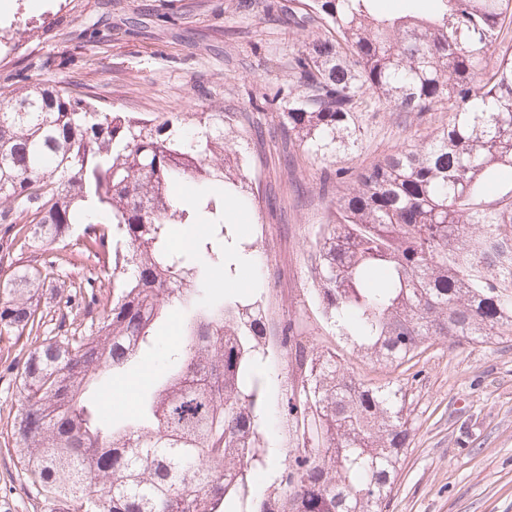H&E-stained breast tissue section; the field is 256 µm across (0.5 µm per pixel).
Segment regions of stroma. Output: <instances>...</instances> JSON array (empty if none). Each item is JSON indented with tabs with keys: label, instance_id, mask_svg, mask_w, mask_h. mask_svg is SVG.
Returning a JSON list of instances; mask_svg holds the SVG:
<instances>
[{
	"label": "stroma",
	"instance_id": "obj_1",
	"mask_svg": "<svg viewBox=\"0 0 512 512\" xmlns=\"http://www.w3.org/2000/svg\"><path fill=\"white\" fill-rule=\"evenodd\" d=\"M236 0H11L0 16V72L25 59L76 57L61 70L47 71L100 106L117 112L170 117L223 105L235 123L257 128L243 144L259 189V203L234 226L238 245L251 246L249 269L226 274L218 296L259 299L266 339L258 353L261 379L256 414L261 448L244 487L227 496L222 512H257L267 499L283 496L281 480L288 451L298 440L282 404L302 376L281 345V328L295 321L317 349L333 350L345 369L375 385L407 394L413 432L387 512H512V340L496 345H458L438 340L397 369L372 364L355 354L323 318L310 279V245L326 223L345 184L335 171H353L401 146L427 143L447 123V106L421 120L396 112H364L358 148L320 160L304 147L282 144L271 135L274 111L247 110L249 96H274L288 80L298 38L265 16L236 13ZM145 16L134 31L87 43L82 30L102 19L119 25ZM58 258L59 281L71 285L93 276L102 295L112 291V275L95 268L76 245L46 250ZM177 314L160 322L153 350L139 354L114 376L103 401L114 414L138 408V395L164 366V350L181 337ZM18 373L0 375V512H43L29 495L15 466L6 422L21 408Z\"/></svg>",
	"mask_w": 512,
	"mask_h": 512
}]
</instances>
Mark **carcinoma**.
Masks as SVG:
<instances>
[{
    "instance_id": "carcinoma-1",
    "label": "carcinoma",
    "mask_w": 512,
    "mask_h": 512,
    "mask_svg": "<svg viewBox=\"0 0 512 512\" xmlns=\"http://www.w3.org/2000/svg\"><path fill=\"white\" fill-rule=\"evenodd\" d=\"M238 0L279 12L301 40L279 113L280 138L328 157L361 137L358 112L417 119L443 102L451 117L424 146L404 147L357 173L320 225L310 276L323 316L353 352L401 366L446 338L496 344L512 336V55L482 64L512 0ZM27 61L0 80V336H33L9 426L16 460L44 512H218L245 484L260 447L258 379L248 372L266 333L259 301L203 294L227 264L224 196L248 203L252 179L224 107L148 118L114 112L64 81L40 79ZM199 187L193 201L176 188ZM112 270V300L96 280L79 286L87 332L68 335L72 311L46 328L39 290L55 261L20 264L25 252L67 246ZM199 225L184 251L170 226ZM178 308L187 335L169 349L175 373L152 384L139 414L105 419L87 396L101 374L151 346L155 324ZM303 371L286 401L303 444L289 451L285 502L260 512H386L411 423L400 388L369 386L334 351L281 328Z\"/></svg>"
}]
</instances>
